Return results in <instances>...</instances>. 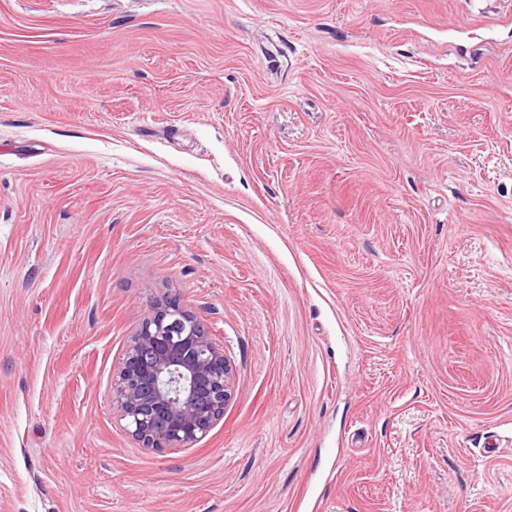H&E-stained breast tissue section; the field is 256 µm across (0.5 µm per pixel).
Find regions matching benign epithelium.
I'll return each mask as SVG.
<instances>
[{
    "label": "benign epithelium",
    "instance_id": "benign-epithelium-1",
    "mask_svg": "<svg viewBox=\"0 0 512 512\" xmlns=\"http://www.w3.org/2000/svg\"><path fill=\"white\" fill-rule=\"evenodd\" d=\"M235 372L224 344L177 296L153 302L112 381V410L143 448L187 447L224 416Z\"/></svg>",
    "mask_w": 512,
    "mask_h": 512
}]
</instances>
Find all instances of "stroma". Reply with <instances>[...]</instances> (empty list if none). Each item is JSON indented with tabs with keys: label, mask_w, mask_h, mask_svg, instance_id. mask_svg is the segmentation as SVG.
<instances>
[{
	"label": "stroma",
	"mask_w": 512,
	"mask_h": 512,
	"mask_svg": "<svg viewBox=\"0 0 512 512\" xmlns=\"http://www.w3.org/2000/svg\"><path fill=\"white\" fill-rule=\"evenodd\" d=\"M173 287L235 369L147 450ZM512 512V0H0V512ZM234 386L224 344L167 295L153 302L113 374L112 410L142 448H183L224 416Z\"/></svg>",
	"instance_id": "1"
}]
</instances>
